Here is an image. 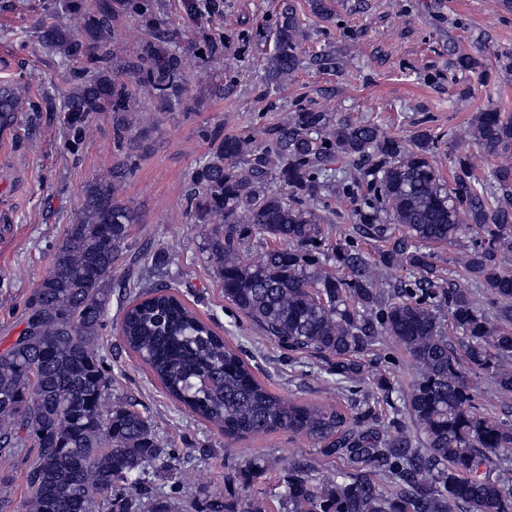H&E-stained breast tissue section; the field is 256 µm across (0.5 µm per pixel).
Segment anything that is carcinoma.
I'll return each mask as SVG.
<instances>
[{"instance_id":"obj_1","label":"carcinoma","mask_w":512,"mask_h":512,"mask_svg":"<svg viewBox=\"0 0 512 512\" xmlns=\"http://www.w3.org/2000/svg\"><path fill=\"white\" fill-rule=\"evenodd\" d=\"M325 20L332 0H308ZM155 24L151 0H97L76 7L70 25L45 24L41 41L68 66L98 64L68 96L67 111L85 119L112 113L119 142L132 141L136 94L159 112L185 99L181 52L154 42L126 53L114 34L122 12ZM305 18L285 0L276 19L267 80L285 86L303 68ZM459 54L448 67L454 81L475 70ZM23 87L0 89V128L25 109ZM490 156L512 154V115L480 112L469 140L451 152L452 179L432 162L430 131L410 144L375 124L338 118L300 103L269 135L261 129L226 136L191 175L189 206L196 224H211L205 250L224 280V298L266 336L290 350L336 356V376L360 373L351 357L387 336L420 368L408 395L415 430L386 425L346 429L331 404L284 402L262 385L229 346L170 289L150 286L161 258L140 253L143 276L123 315L120 334L175 400L246 438L276 430L322 444L325 458L348 460L350 471L329 481L314 468L294 467L284 512H512V478L502 462L512 453V423L490 419L463 373L512 394V165L497 166L492 182L473 177L468 147ZM340 166L330 167L332 161ZM131 169L118 163L84 188L53 265L26 306L25 327L0 353V450L28 443L37 456L26 475L27 512H186L190 504L152 494L146 471L174 469L149 421L126 405L105 408L108 376L98 338L112 295V266L127 251L137 210L122 199ZM352 205L353 223L384 239L379 260L351 238L332 241L325 226L331 200ZM403 228L398 237L390 226ZM469 233L478 238L460 263L461 279L487 288L491 310L456 280H445L433 249ZM275 243L260 260H239L252 237ZM407 271L393 296L385 273ZM448 286H443V282ZM459 334L460 349L447 331ZM201 512H264L257 500L227 505L206 495Z\"/></svg>"}]
</instances>
